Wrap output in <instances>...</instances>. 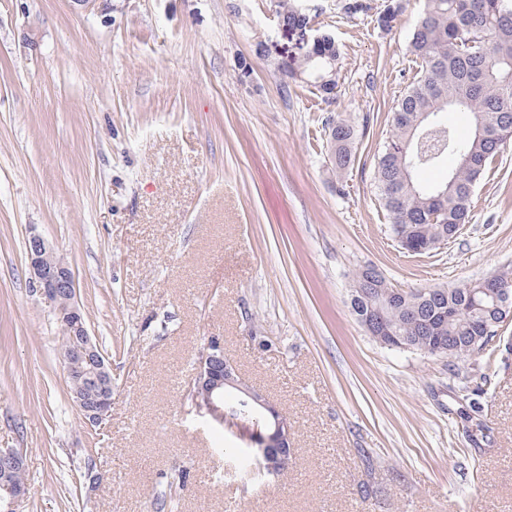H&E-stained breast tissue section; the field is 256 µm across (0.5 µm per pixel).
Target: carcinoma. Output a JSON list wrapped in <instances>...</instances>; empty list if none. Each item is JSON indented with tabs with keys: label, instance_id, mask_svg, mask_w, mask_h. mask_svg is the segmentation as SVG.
<instances>
[{
	"label": "carcinoma",
	"instance_id": "cac0c4a2",
	"mask_svg": "<svg viewBox=\"0 0 512 512\" xmlns=\"http://www.w3.org/2000/svg\"><path fill=\"white\" fill-rule=\"evenodd\" d=\"M277 14L289 30L305 38L310 17L292 0H277ZM410 47L422 60V69L393 113V132L377 158L376 174L392 234L406 249L423 254L468 223L474 188L504 141L512 139V0H425ZM337 60L335 41L322 35L302 42L296 59L281 71L330 98L338 86ZM448 110L472 114L465 140L440 118ZM357 137L355 126L329 123L336 170L350 166ZM449 154L456 164L446 181L423 187L414 180V172ZM370 276L375 279L372 293L350 301L357 320L381 316L387 335L423 353L439 337L450 336L440 355L451 360L474 354L479 337L481 350L490 347L496 331L495 287L512 292L511 268L480 284L484 292L475 304L463 287L423 288L391 298L394 288L373 265L356 270L352 288L365 287Z\"/></svg>",
	"mask_w": 512,
	"mask_h": 512
}]
</instances>
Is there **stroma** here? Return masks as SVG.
I'll return each instance as SVG.
<instances>
[{"label": "stroma", "mask_w": 512, "mask_h": 512, "mask_svg": "<svg viewBox=\"0 0 512 512\" xmlns=\"http://www.w3.org/2000/svg\"><path fill=\"white\" fill-rule=\"evenodd\" d=\"M0 0V448L21 449L19 512H512V349L449 366L390 349L349 308L356 269L453 288L512 268V142L456 239L411 255L374 178L421 62L424 0H298L336 41L322 100L278 64L275 0ZM362 127L345 171L327 118ZM69 262L112 365L84 424L60 327L24 242ZM287 417L288 467L241 477L188 381L209 337ZM97 479L88 482L86 470Z\"/></svg>", "instance_id": "stroma-1"}]
</instances>
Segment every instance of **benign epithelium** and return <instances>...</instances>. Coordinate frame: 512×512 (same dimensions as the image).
<instances>
[{"instance_id": "1", "label": "benign epithelium", "mask_w": 512, "mask_h": 512, "mask_svg": "<svg viewBox=\"0 0 512 512\" xmlns=\"http://www.w3.org/2000/svg\"><path fill=\"white\" fill-rule=\"evenodd\" d=\"M25 252L35 294L48 303L69 336L70 344L60 356L67 376L73 381V403L85 424L98 427L104 423L112 406V369L109 360L90 335L78 302L74 273L65 259L44 238L35 233L25 239ZM500 320L512 316V293L496 290ZM92 382L96 398H85L82 385ZM189 392L198 409L213 425L246 431L261 469L275 474L288 463L290 432L287 417L259 390L250 385L234 361L224 352L218 337L207 340L195 363ZM24 464L16 448H0V473L8 475ZM27 486L0 482V512H17L18 502L28 497Z\"/></svg>"}]
</instances>
